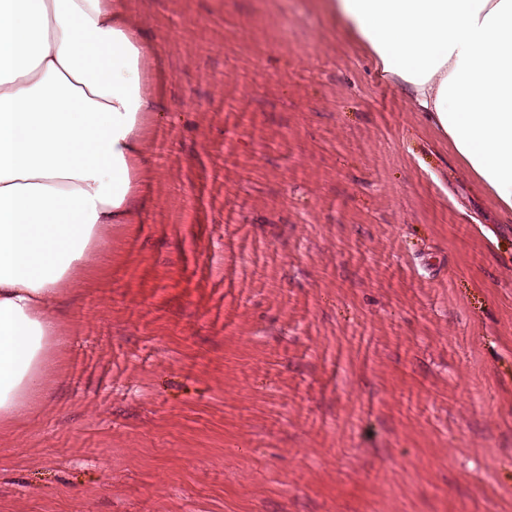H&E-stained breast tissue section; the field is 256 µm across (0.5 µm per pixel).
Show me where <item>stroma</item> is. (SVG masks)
I'll list each match as a JSON object with an SVG mask.
<instances>
[{
	"label": "stroma",
	"instance_id": "35a3bbf8",
	"mask_svg": "<svg viewBox=\"0 0 512 512\" xmlns=\"http://www.w3.org/2000/svg\"><path fill=\"white\" fill-rule=\"evenodd\" d=\"M132 223L0 425V512H512V212L315 0H125Z\"/></svg>",
	"mask_w": 512,
	"mask_h": 512
}]
</instances>
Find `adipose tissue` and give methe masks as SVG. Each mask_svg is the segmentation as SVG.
Here are the masks:
<instances>
[{"label":"adipose tissue","mask_w":512,"mask_h":512,"mask_svg":"<svg viewBox=\"0 0 512 512\" xmlns=\"http://www.w3.org/2000/svg\"><path fill=\"white\" fill-rule=\"evenodd\" d=\"M512 210V0H319ZM158 59L124 0H0V423L50 365L51 308L137 208Z\"/></svg>","instance_id":"obj_1"}]
</instances>
